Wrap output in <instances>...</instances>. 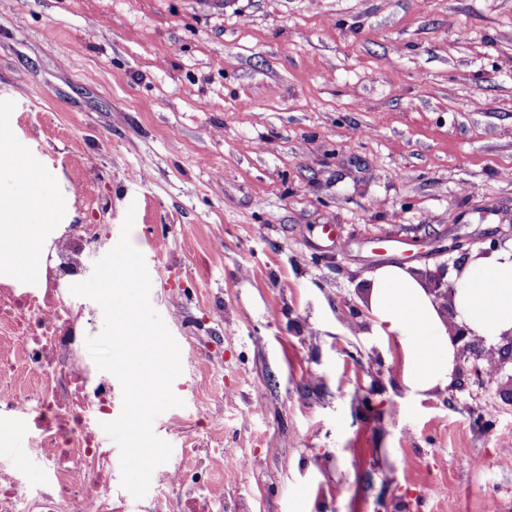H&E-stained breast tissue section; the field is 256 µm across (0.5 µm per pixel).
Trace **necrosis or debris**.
<instances>
[{
    "mask_svg": "<svg viewBox=\"0 0 512 512\" xmlns=\"http://www.w3.org/2000/svg\"><path fill=\"white\" fill-rule=\"evenodd\" d=\"M98 224H49L28 276L0 266V416L22 419L41 482L24 465L0 460V512H124L112 492V384L85 340L95 319L71 285L86 256L104 248Z\"/></svg>",
    "mask_w": 512,
    "mask_h": 512,
    "instance_id": "necrosis-or-debris-1",
    "label": "necrosis or debris"
}]
</instances>
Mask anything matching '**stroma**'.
Wrapping results in <instances>:
<instances>
[{
  "label": "stroma",
  "instance_id": "35a3bbf8",
  "mask_svg": "<svg viewBox=\"0 0 512 512\" xmlns=\"http://www.w3.org/2000/svg\"><path fill=\"white\" fill-rule=\"evenodd\" d=\"M2 126L40 223L134 211L180 347L183 480L128 512H512V364L410 391L370 312L449 237L512 251V0H0Z\"/></svg>",
  "mask_w": 512,
  "mask_h": 512
}]
</instances>
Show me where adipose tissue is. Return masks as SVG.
I'll list each match as a JSON object with an SVG mask.
<instances>
[{
    "instance_id": "obj_1",
    "label": "adipose tissue",
    "mask_w": 512,
    "mask_h": 512,
    "mask_svg": "<svg viewBox=\"0 0 512 512\" xmlns=\"http://www.w3.org/2000/svg\"><path fill=\"white\" fill-rule=\"evenodd\" d=\"M43 211L41 199L32 197L13 204L8 220L0 223V263H8L17 274H26L38 253L41 231L35 220ZM454 302L460 321L486 340L512 329V254L469 260L455 282ZM370 311L376 331L398 337L408 387L426 392L447 385L454 350L417 279L395 265L378 269Z\"/></svg>"
}]
</instances>
